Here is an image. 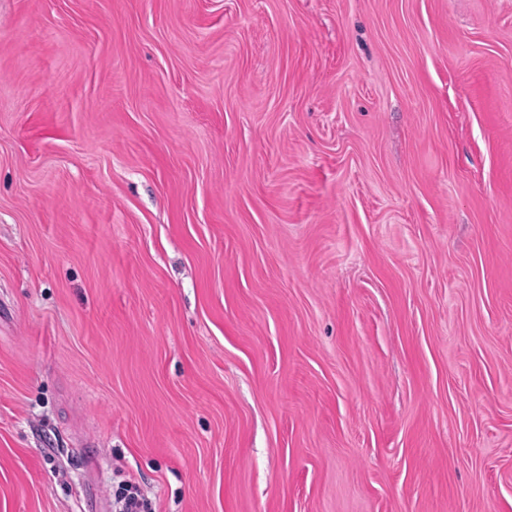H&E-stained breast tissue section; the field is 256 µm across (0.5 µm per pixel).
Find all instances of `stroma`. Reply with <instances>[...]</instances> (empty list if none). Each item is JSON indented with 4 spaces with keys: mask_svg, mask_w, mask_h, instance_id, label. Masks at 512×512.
Listing matches in <instances>:
<instances>
[{
    "mask_svg": "<svg viewBox=\"0 0 512 512\" xmlns=\"http://www.w3.org/2000/svg\"><path fill=\"white\" fill-rule=\"evenodd\" d=\"M512 512V0H0V512ZM115 503L120 512H148L150 503L138 486L132 481H124L115 494Z\"/></svg>",
    "mask_w": 512,
    "mask_h": 512,
    "instance_id": "35a3bbf8",
    "label": "stroma"
}]
</instances>
